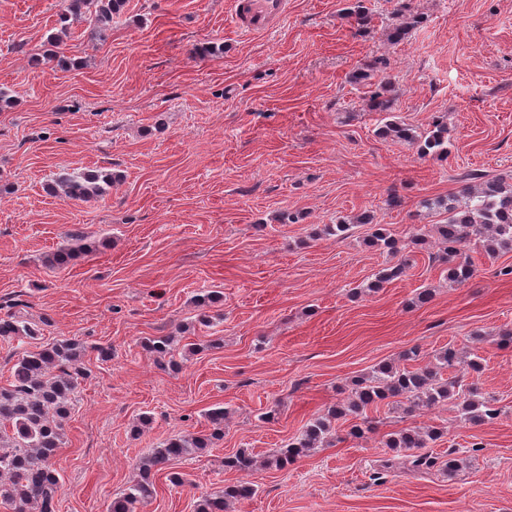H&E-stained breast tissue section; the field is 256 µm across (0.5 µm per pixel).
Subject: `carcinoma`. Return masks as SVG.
<instances>
[{
	"instance_id": "cac0c4a2",
	"label": "carcinoma",
	"mask_w": 512,
	"mask_h": 512,
	"mask_svg": "<svg viewBox=\"0 0 512 512\" xmlns=\"http://www.w3.org/2000/svg\"><path fill=\"white\" fill-rule=\"evenodd\" d=\"M125 0H69L63 22L70 20L92 26L101 36L106 25L119 16ZM357 32L373 27V15L362 0L346 8ZM394 22L384 27L387 43L397 45L421 23L411 0H396ZM368 107L384 114L379 134L384 137L417 144L418 155L442 156L448 153L445 127L435 120L431 128L418 132L394 115V98L387 84L378 85L370 92ZM112 185V174L88 170L76 177L63 178L50 191L64 200L89 201L103 195ZM430 209L448 212V222L436 226L439 238L446 244L448 282L460 284L469 280L473 268L464 256V250L474 237L484 238L489 255L512 251V186L500 180H487L470 186L461 198L436 199L424 202ZM425 239L414 235L404 246L392 238L385 226L373 224L368 243L389 253L419 247ZM49 324L44 317L41 324L31 322L15 313L0 318V339L16 340L15 363L10 381L0 386V503L13 512H55L56 494L63 476L56 467L55 456L63 443L64 426L70 406L75 399L79 379L86 376L83 363L85 346L71 339L57 340L46 345L28 347L41 338V326ZM142 347L159 356L174 357L179 352L175 336L145 338ZM432 367L408 369L391 363H382L351 382L350 395L341 405L317 417L306 425L299 437L284 448L257 462L246 448L224 457V468L236 472H250L257 466L282 470L297 457L317 448L332 444V421L348 416L355 419L348 435L360 439L371 430L367 408L393 400L394 408L413 413L438 404L452 403L460 418L471 425H481L496 419L500 409L492 400L482 396L475 384H464L455 378H443L442 372L462 368L477 373L480 363L471 358L462 359L456 350L448 348L435 356ZM208 430L193 435H174L155 448L140 462L138 478L119 497L112 499L109 512H134L135 505L156 493L154 476L170 462L192 456L213 446L224 437L226 411L215 407L207 411ZM444 434L434 427H405L385 435L384 445L396 451L411 452L409 463L416 470L429 469L436 457L427 451ZM258 486L249 480H240L224 486L214 496L200 499L196 512H226L233 501L253 498Z\"/></svg>"
}]
</instances>
